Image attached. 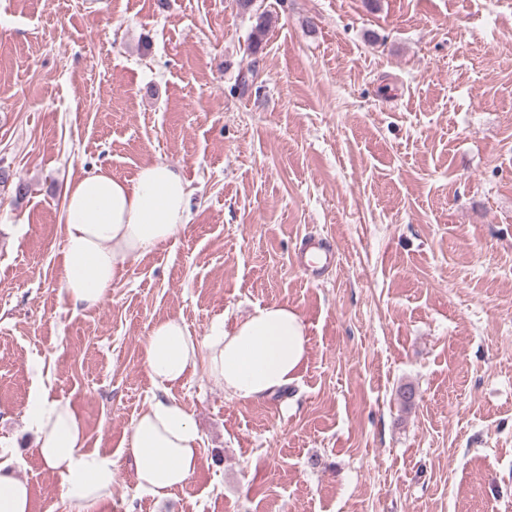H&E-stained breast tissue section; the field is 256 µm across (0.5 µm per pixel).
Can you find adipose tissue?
Returning <instances> with one entry per match:
<instances>
[{"mask_svg":"<svg viewBox=\"0 0 512 512\" xmlns=\"http://www.w3.org/2000/svg\"><path fill=\"white\" fill-rule=\"evenodd\" d=\"M64 247L59 291L73 310H94L112 295L129 261L185 231L191 199L180 169L157 160L125 180L100 168L66 184ZM308 337L300 314L271 303L225 330L214 320L204 336L183 322H156L141 362L155 392L135 418L125 442L138 490L165 498L188 482L202 446L184 404L171 388L204 369L230 397L256 401L288 387L307 359ZM26 426L32 452L59 478L69 512H98L112 494L119 467L110 454L87 449L81 417L46 386L33 393ZM13 452L0 448V512H30V488L12 475Z\"/></svg>","mask_w":512,"mask_h":512,"instance_id":"adipose-tissue-1","label":"adipose tissue"}]
</instances>
